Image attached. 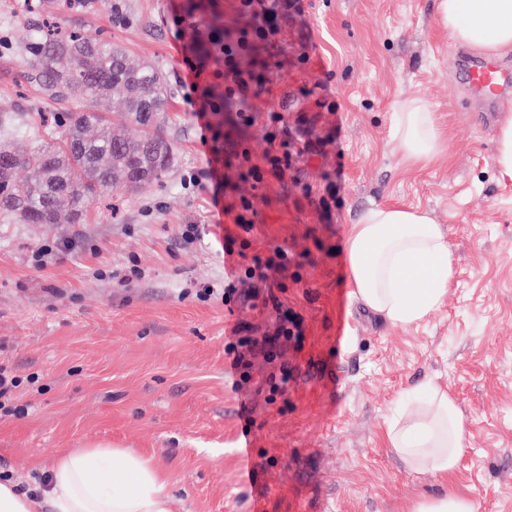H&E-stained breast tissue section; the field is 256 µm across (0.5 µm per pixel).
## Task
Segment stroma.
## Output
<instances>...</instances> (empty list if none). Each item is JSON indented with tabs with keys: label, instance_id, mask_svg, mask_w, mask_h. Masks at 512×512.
Instances as JSON below:
<instances>
[{
	"label": "stroma",
	"instance_id": "35a3bbf8",
	"mask_svg": "<svg viewBox=\"0 0 512 512\" xmlns=\"http://www.w3.org/2000/svg\"><path fill=\"white\" fill-rule=\"evenodd\" d=\"M215 16L239 25L233 0H0V118L25 131L19 147L57 142L68 109L29 77L30 37L48 29L106 38L158 66L173 147L162 177L101 196L81 223L0 215V365L19 377L12 404L25 410L0 420V471L26 485L59 454L108 443L170 474L171 512H407L442 485L407 474L382 435L400 394L436 377L470 431L453 490L480 512H512V184L498 180V124L465 92L436 0H302L277 43L242 58L273 80L258 110L282 112L325 148L297 158L284 185L229 170L231 195L255 197L258 215L227 255L212 241L224 228L211 193L190 181L212 144L175 81L182 42ZM411 97L448 140L421 168L391 143L397 105ZM376 204L420 208L452 230L455 282L410 327L351 295L341 246ZM278 246L291 264L268 284L299 334L275 361L249 355L237 384L231 327L262 333L275 314L258 298L196 292ZM275 363L292 373L287 390L266 381Z\"/></svg>",
	"mask_w": 512,
	"mask_h": 512
}]
</instances>
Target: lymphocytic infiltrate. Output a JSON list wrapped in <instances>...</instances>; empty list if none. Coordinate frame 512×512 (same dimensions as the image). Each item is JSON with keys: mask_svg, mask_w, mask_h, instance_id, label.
I'll list each match as a JSON object with an SVG mask.
<instances>
[{"mask_svg": "<svg viewBox=\"0 0 512 512\" xmlns=\"http://www.w3.org/2000/svg\"><path fill=\"white\" fill-rule=\"evenodd\" d=\"M296 0H235V11L246 24L237 32L230 33L209 28L200 41L183 45L182 56L186 74L180 85L189 86L197 96L191 104L205 130H213L212 116H224L226 124L239 129L264 120L268 132L266 148L260 158H253L249 151L236 157L224 156L214 151L203 172L212 186V203L219 206L224 216L230 217L238 229L240 238H247L255 224L257 211L250 198L227 200V180L224 170L231 164H239L248 170L249 176L259 185L274 180L284 184L292 171V159L314 152L315 142L308 134L290 135L284 116L279 112L260 113L253 102L270 88L263 73L242 69L239 60L259 45L274 41L282 30L283 22L294 9ZM206 45V52H199V45ZM277 313V326L273 334L262 337L247 335L246 324H238L237 332L246 334L249 348H262L266 353H278L287 346L293 332L288 327V309L276 295L266 297Z\"/></svg>", "mask_w": 512, "mask_h": 512, "instance_id": "f902f5d3", "label": "lymphocytic infiltrate"}]
</instances>
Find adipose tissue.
<instances>
[{
  "label": "adipose tissue",
  "mask_w": 512,
  "mask_h": 512,
  "mask_svg": "<svg viewBox=\"0 0 512 512\" xmlns=\"http://www.w3.org/2000/svg\"><path fill=\"white\" fill-rule=\"evenodd\" d=\"M437 20L449 38L488 55L512 52V0H438ZM392 142L422 164L444 139L420 99L403 100ZM353 298L393 326L408 327L438 311L455 278L449 231L427 212L401 205L365 210L343 243ZM403 411L387 423L385 445L406 473H431L440 492L408 512H479L475 500L447 487L468 448L469 427L457 399L434 379L405 390ZM171 479L153 457L97 443L57 457L46 484L19 491L0 480V512H171Z\"/></svg>",
  "instance_id": "1"
}]
</instances>
